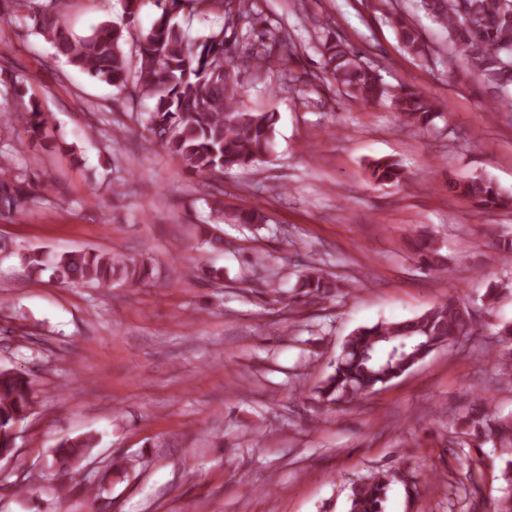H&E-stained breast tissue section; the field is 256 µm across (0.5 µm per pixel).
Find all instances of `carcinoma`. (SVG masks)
Here are the masks:
<instances>
[{"label":"carcinoma","instance_id":"cac0c4a2","mask_svg":"<svg viewBox=\"0 0 512 512\" xmlns=\"http://www.w3.org/2000/svg\"><path fill=\"white\" fill-rule=\"evenodd\" d=\"M143 0H122L121 21H104L92 33L79 36L68 24L70 0H0V17L17 14L32 22L34 32L63 60L93 79L125 89L131 85L140 98L152 100L146 112L145 129L185 170L198 176H221L233 168L254 166L272 150L278 116L275 112H245L241 106L237 66L224 28L212 30L201 40L189 41L176 21L179 14H225L234 24L254 31L261 12L254 0H157L162 9L148 32L136 41L134 54L123 50L125 32L134 24ZM419 8L447 33L466 66L498 91L497 106H512V0H419ZM400 43L411 53L428 58L430 47L421 32L405 17L393 15ZM323 68L336 86L350 98L366 103L388 101L399 121L408 127H423L435 118V109L425 93L415 87L390 89L376 69L363 60L359 50L341 39L323 44ZM262 69L273 61L288 65L287 55L274 45L261 44L250 57ZM13 121L30 141L53 143L50 118L35 100L14 114ZM371 178L377 184L406 183L408 174L395 160L372 163ZM52 185L43 186L13 173L0 151V218L26 211L37 195L49 198ZM448 191L472 201L486 211L507 209L512 198L489 180L471 177L448 184ZM210 215L256 230L268 223L258 208H228L224 199L212 196ZM203 243L224 248V237L212 224L199 225ZM412 259L421 267L438 270L446 266L435 235L420 231L413 238ZM32 274L51 270L60 283H79L89 288H110L121 282L138 285L152 278L153 268L143 260L120 253L93 249L67 251L52 257L40 252L18 254ZM339 288L332 273L312 263L297 280L300 298L320 300ZM472 331V318L465 303L450 299L405 321H378L360 326L345 339L333 370L313 389L324 405L351 404L402 376L432 352L450 348L456 338ZM35 405L33 381L20 370H0V456L15 451L14 428ZM481 435L512 446V424L488 425ZM93 437L63 440L54 451L51 467L68 475L60 482L67 493L79 486L93 488L76 477L73 463L84 457ZM389 472L374 473L351 487L347 512H384L391 484Z\"/></svg>","mask_w":512,"mask_h":512}]
</instances>
